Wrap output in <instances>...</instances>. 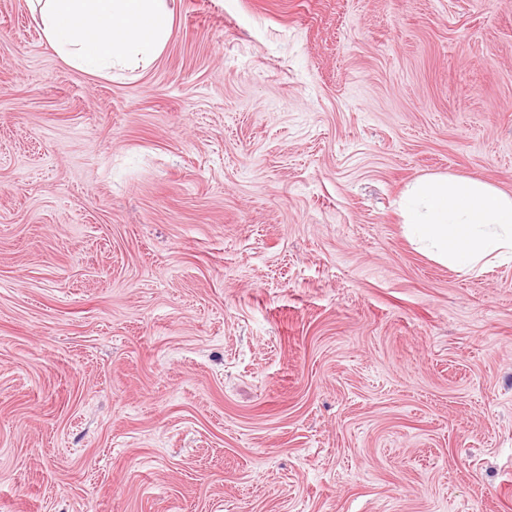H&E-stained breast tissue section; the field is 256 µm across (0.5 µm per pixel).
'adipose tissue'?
<instances>
[{
  "mask_svg": "<svg viewBox=\"0 0 512 512\" xmlns=\"http://www.w3.org/2000/svg\"><path fill=\"white\" fill-rule=\"evenodd\" d=\"M172 0H42L44 36L73 67L102 72L152 60L170 36ZM416 244L458 275L512 262V194L451 174L423 176L403 198Z\"/></svg>",
  "mask_w": 512,
  "mask_h": 512,
  "instance_id": "obj_1",
  "label": "adipose tissue"
}]
</instances>
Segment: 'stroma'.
<instances>
[{
	"mask_svg": "<svg viewBox=\"0 0 512 512\" xmlns=\"http://www.w3.org/2000/svg\"><path fill=\"white\" fill-rule=\"evenodd\" d=\"M0 0V512H512V0H174L95 75ZM402 206L416 244L458 275L491 259L512 262V194L480 179L431 175L408 186Z\"/></svg>",
	"mask_w": 512,
	"mask_h": 512,
	"instance_id": "stroma-1",
	"label": "stroma"
}]
</instances>
